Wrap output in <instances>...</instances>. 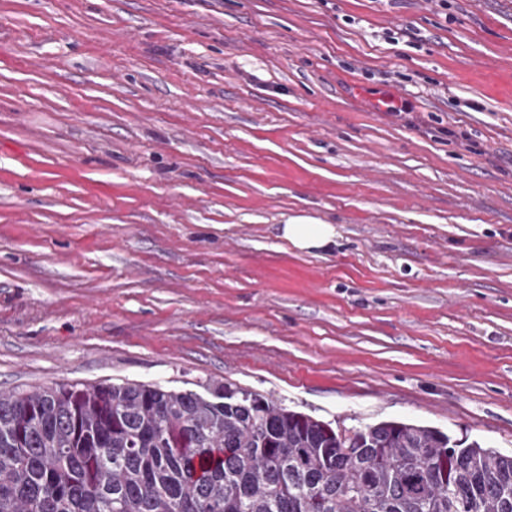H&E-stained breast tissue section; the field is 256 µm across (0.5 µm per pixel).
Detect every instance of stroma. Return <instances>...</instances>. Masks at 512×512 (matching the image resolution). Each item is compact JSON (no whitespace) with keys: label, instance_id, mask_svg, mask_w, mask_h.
Segmentation results:
<instances>
[{"label":"stroma","instance_id":"obj_1","mask_svg":"<svg viewBox=\"0 0 512 512\" xmlns=\"http://www.w3.org/2000/svg\"><path fill=\"white\" fill-rule=\"evenodd\" d=\"M126 380L511 455L512 0H0V393ZM280 231L281 237L295 249L307 253L327 249L329 245L336 243V238L339 235L334 224H328L322 219L308 214L288 216Z\"/></svg>","mask_w":512,"mask_h":512}]
</instances>
